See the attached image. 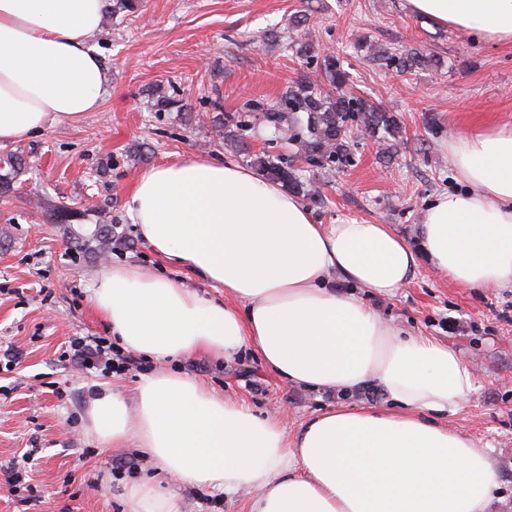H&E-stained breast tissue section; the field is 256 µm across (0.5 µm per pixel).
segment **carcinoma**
I'll return each mask as SVG.
<instances>
[{
	"mask_svg": "<svg viewBox=\"0 0 512 512\" xmlns=\"http://www.w3.org/2000/svg\"><path fill=\"white\" fill-rule=\"evenodd\" d=\"M361 50L382 61L385 67H395L404 72L424 69L432 63L431 55L417 49L389 52L366 42L361 45ZM316 73L318 76L315 78L303 76L292 81L278 108L267 113L268 121L276 127L291 120L293 133L289 140L297 142L299 151L316 166L330 170L349 165L356 129L373 136L381 131L396 133L398 124L394 117L365 98L344 93L331 95L323 90L324 81L337 89L347 82V73L336 56L323 54L317 63ZM300 113L306 114L303 127L297 118ZM254 164L267 179L281 183L297 195L309 199L320 195L317 182L301 178L291 159L278 155L258 156Z\"/></svg>",
	"mask_w": 512,
	"mask_h": 512,
	"instance_id": "obj_1",
	"label": "carcinoma"
}]
</instances>
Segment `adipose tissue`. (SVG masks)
<instances>
[{
  "label": "adipose tissue",
  "mask_w": 512,
  "mask_h": 512,
  "mask_svg": "<svg viewBox=\"0 0 512 512\" xmlns=\"http://www.w3.org/2000/svg\"><path fill=\"white\" fill-rule=\"evenodd\" d=\"M437 26L512 40V0H406ZM106 0H0V146L97 111L111 73L92 40ZM469 189L440 195L419 245L389 225L320 224L262 174L198 156L151 166L126 199L139 238L222 297L134 265L105 267L91 302L124 350L163 361L243 348L283 383L384 403L340 406L288 432L271 414L161 369L132 398L106 391L85 432L135 444L158 474L250 494L249 512H489L498 475L485 449L431 421L475 387L448 344L385 321L353 294L393 297L428 263L455 284L512 288V128L448 143ZM352 285L338 292L336 281ZM133 512H181L150 482L128 486Z\"/></svg>",
  "instance_id": "obj_1"
}]
</instances>
